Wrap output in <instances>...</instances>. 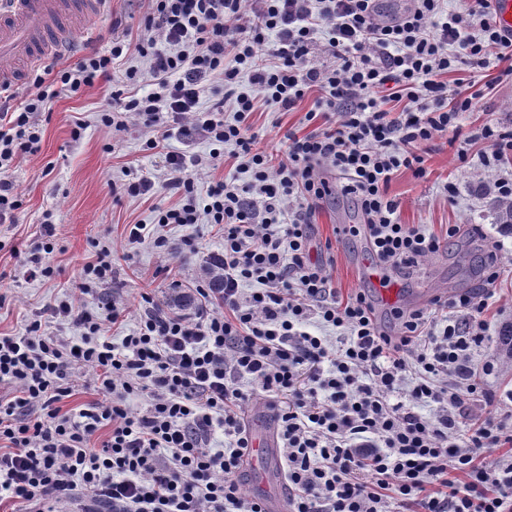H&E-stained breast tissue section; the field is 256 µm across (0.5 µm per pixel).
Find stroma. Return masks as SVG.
<instances>
[{"label": "stroma", "instance_id": "1", "mask_svg": "<svg viewBox=\"0 0 512 512\" xmlns=\"http://www.w3.org/2000/svg\"><path fill=\"white\" fill-rule=\"evenodd\" d=\"M143 12L140 0H112L98 19L75 35L73 55L38 64L39 74L56 73L77 62L85 45L99 50L110 48L111 19L121 18L137 28ZM124 68L115 65L112 78L75 95L59 98L43 123V137L36 154L18 157L10 171L22 207L12 224L0 223V292L7 300L0 307V335L22 333L26 323L47 308L63 285L74 281L82 266L94 260L96 245L108 242L114 256L112 286L118 289L129 310H136L139 295L151 293L160 304H168L174 283L190 292L197 277L199 257L188 255L168 259L150 250H141L133 261L123 259L128 225L152 223L155 210L175 204V197L157 191L149 198H130L112 189L124 173H162L166 150L176 148L168 141L165 148L145 150L146 136L133 129L113 138L111 129L100 126L95 114L101 99L119 85ZM482 83L487 90L474 111L465 113V131L476 133L487 123L512 130V76L500 68L483 70ZM87 127L80 140H72L75 117ZM458 142L451 134H440L426 161L427 175L415 178L411 172L398 173L387 195L400 204V221L422 224L437 236H445L448 225H467L466 233L444 244L441 251L426 260L414 273L399 276L405 288V307L429 305L438 296L470 293L483 295L484 270L489 254H496L500 277L494 285L484 317L490 325V351L505 363L504 371L488 382L493 391L512 387V228L500 225L494 205L500 198L496 171L485 166L481 155L484 144H474L468 163H460ZM454 176L459 188L455 204H448L443 186ZM51 215L56 226L54 249L47 262L56 276L48 282L32 281L24 275V258L15 246L39 236L44 215ZM363 217L351 200L339 197L327 201L314 220L316 245L331 243L332 280L341 295L355 292L374 295L375 286L368 272L373 258L362 237L346 239L334 236L338 224H358Z\"/></svg>", "mask_w": 512, "mask_h": 512}]
</instances>
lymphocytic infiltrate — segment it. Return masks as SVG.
Masks as SVG:
<instances>
[{
  "instance_id": "f902f5d3",
  "label": "lymphocytic infiltrate",
  "mask_w": 512,
  "mask_h": 512,
  "mask_svg": "<svg viewBox=\"0 0 512 512\" xmlns=\"http://www.w3.org/2000/svg\"><path fill=\"white\" fill-rule=\"evenodd\" d=\"M378 2L144 0L136 41L112 20L109 53L91 48L52 79L35 76L19 106L0 101L1 224L22 206L9 172L38 151L41 115L61 95L110 80L122 62L123 85L105 96L97 123L116 136L143 127L149 150L181 143L162 175L123 185L132 198L160 189L177 198L153 223L131 225L124 260L144 248L199 253L202 224L224 234L223 253L200 266L188 312L144 292L129 333L109 336L127 307L110 288L105 243L49 305V320L0 336V384L10 387L0 395V494L19 512H96L98 502L112 512H266L241 473L245 413L257 403L277 422L289 512H512V390L487 387L500 362L486 350L485 301L460 294L397 308L389 332L369 297L341 298L310 255L313 218L339 193L364 218L350 235H365L391 269H414L460 227L441 238L400 223L387 196L393 175L425 177L430 141L449 130L488 143L493 161L512 154L511 132L487 124L474 137L459 123L476 106L477 70L495 64L512 75V41L488 0L459 12L409 0L393 17ZM321 33L331 62L318 67L309 54ZM144 82L151 92L137 95ZM310 93L312 131H287L277 152L262 150L253 113L293 111ZM200 139L208 155L195 152ZM227 156L234 175L199 189ZM172 225L184 228L180 240ZM88 295L101 298L100 312ZM313 320L337 340L308 332ZM88 374L97 400L62 410ZM422 403L437 404L436 416L422 415Z\"/></svg>"
}]
</instances>
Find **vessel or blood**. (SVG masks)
Segmentation results:
<instances>
[{
	"instance_id": "obj_1",
	"label": "vessel or blood",
	"mask_w": 512,
	"mask_h": 512,
	"mask_svg": "<svg viewBox=\"0 0 512 512\" xmlns=\"http://www.w3.org/2000/svg\"><path fill=\"white\" fill-rule=\"evenodd\" d=\"M108 0H0V89L22 83L23 72L13 70L16 59L28 65L68 54L74 23H88L101 15ZM370 275L378 283L381 302L400 300L395 281L379 268ZM276 432L273 416H266L263 433L254 435L253 448L244 461L260 479L268 512H286L283 467L272 448Z\"/></svg>"
}]
</instances>
